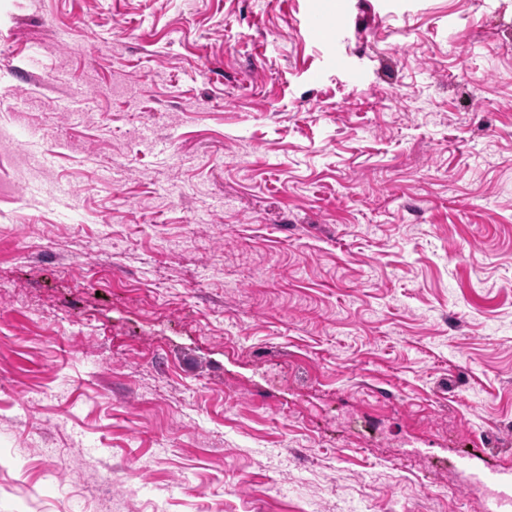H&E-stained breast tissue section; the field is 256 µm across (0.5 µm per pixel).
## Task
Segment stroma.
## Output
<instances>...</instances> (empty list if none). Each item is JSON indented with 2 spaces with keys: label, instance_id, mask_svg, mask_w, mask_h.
<instances>
[{
  "label": "stroma",
  "instance_id": "stroma-1",
  "mask_svg": "<svg viewBox=\"0 0 512 512\" xmlns=\"http://www.w3.org/2000/svg\"><path fill=\"white\" fill-rule=\"evenodd\" d=\"M0 109V512L512 466V0H0Z\"/></svg>",
  "mask_w": 512,
  "mask_h": 512
}]
</instances>
